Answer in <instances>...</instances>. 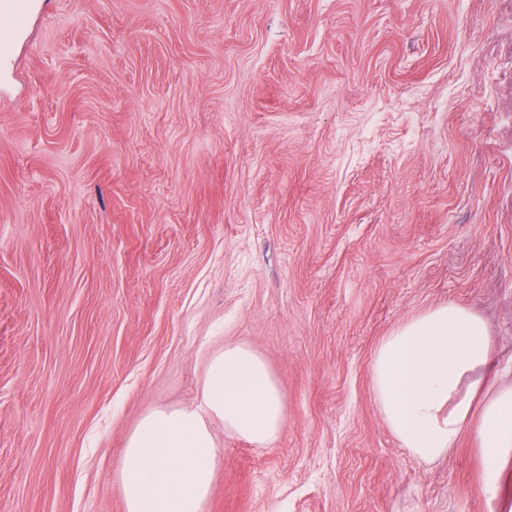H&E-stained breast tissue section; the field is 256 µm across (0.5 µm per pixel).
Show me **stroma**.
Masks as SVG:
<instances>
[{
	"mask_svg": "<svg viewBox=\"0 0 512 512\" xmlns=\"http://www.w3.org/2000/svg\"><path fill=\"white\" fill-rule=\"evenodd\" d=\"M454 302L512 368V0H41L0 58V512H126L129 434L257 351L206 512H489L369 364Z\"/></svg>",
	"mask_w": 512,
	"mask_h": 512,
	"instance_id": "stroma-1",
	"label": "stroma"
}]
</instances>
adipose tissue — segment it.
Listing matches in <instances>:
<instances>
[{"label":"adipose tissue","instance_id":"obj_1","mask_svg":"<svg viewBox=\"0 0 512 512\" xmlns=\"http://www.w3.org/2000/svg\"><path fill=\"white\" fill-rule=\"evenodd\" d=\"M491 336L478 313L440 304L398 324L370 363L382 418L400 446L431 461L470 436L480 459L479 492L495 512L512 460V382L491 371ZM285 393L252 348L225 344L206 367L201 401L148 413L128 436L118 484L126 512H205L218 465L210 421L264 448L278 437Z\"/></svg>","mask_w":512,"mask_h":512}]
</instances>
